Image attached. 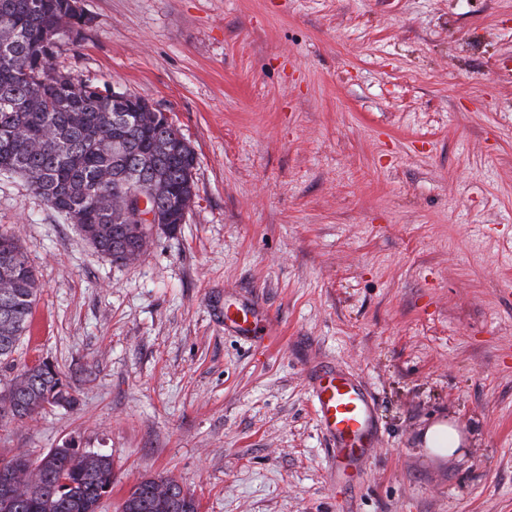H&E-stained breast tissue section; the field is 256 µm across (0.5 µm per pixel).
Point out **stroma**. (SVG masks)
<instances>
[{
	"mask_svg": "<svg viewBox=\"0 0 512 512\" xmlns=\"http://www.w3.org/2000/svg\"><path fill=\"white\" fill-rule=\"evenodd\" d=\"M54 64L172 115L197 156L185 224L115 264L17 177L0 226L42 284L15 368L77 403L0 425V458L111 455L200 512H512V0H85ZM257 300L255 344L223 306ZM375 398L351 482L309 371ZM465 443L424 460L423 435ZM272 320L258 302L244 310L233 309L224 304V327L248 341L265 339L272 329ZM426 454L432 461L447 459L455 454L463 444L461 433L447 422H437L427 429L424 436ZM448 448V455L440 451Z\"/></svg>",
	"mask_w": 512,
	"mask_h": 512,
	"instance_id": "stroma-1",
	"label": "stroma"
}]
</instances>
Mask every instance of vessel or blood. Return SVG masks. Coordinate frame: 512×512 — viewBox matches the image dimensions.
<instances>
[{"label":"vessel or blood","mask_w":512,"mask_h":512,"mask_svg":"<svg viewBox=\"0 0 512 512\" xmlns=\"http://www.w3.org/2000/svg\"><path fill=\"white\" fill-rule=\"evenodd\" d=\"M224 327L248 341L265 339L272 320L261 304L224 308ZM309 385L321 426L336 447V471L358 468L369 455L378 430L376 402L364 382L333 368L312 370Z\"/></svg>","instance_id":"b4317fda"}]
</instances>
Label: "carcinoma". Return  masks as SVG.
<instances>
[{"label":"carcinoma","instance_id":"1","mask_svg":"<svg viewBox=\"0 0 512 512\" xmlns=\"http://www.w3.org/2000/svg\"><path fill=\"white\" fill-rule=\"evenodd\" d=\"M68 0H0V173L16 175L54 211L71 220L72 206L92 217L77 225L94 250L125 263V250L143 251L149 234L143 224H107L110 212L129 190L165 180L176 192L191 190L186 172L193 158L180 148L181 132L171 121L117 129L105 113L112 103L90 85L56 70V47L43 44V31L67 14ZM129 144L112 157V137ZM151 152L150 163L145 153ZM157 208L169 232L182 214ZM40 281L18 234L0 230V365L29 333ZM76 399L49 361L0 379V422L21 425L48 406L71 407ZM23 478L0 470V512H99L112 493V457L82 451L72 443L49 448L31 461ZM199 504L175 480L144 477L127 492L120 512H198Z\"/></svg>","mask_w":512,"mask_h":512}]
</instances>
